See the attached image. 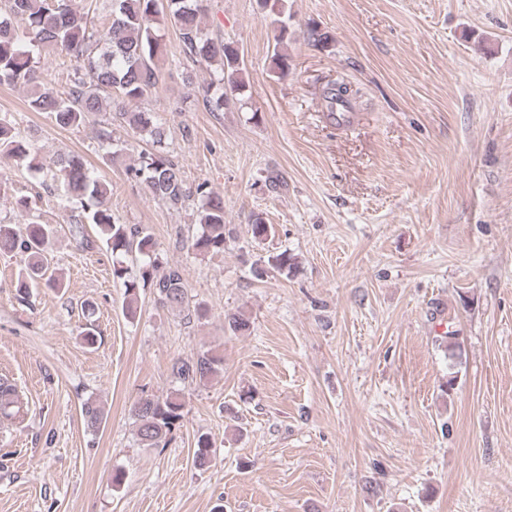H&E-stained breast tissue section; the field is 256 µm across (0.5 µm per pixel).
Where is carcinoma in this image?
Listing matches in <instances>:
<instances>
[{
    "label": "carcinoma",
    "instance_id": "1",
    "mask_svg": "<svg viewBox=\"0 0 512 512\" xmlns=\"http://www.w3.org/2000/svg\"><path fill=\"white\" fill-rule=\"evenodd\" d=\"M7 9L0 10V85L22 86L27 91L29 108L47 114L61 128H79L88 117L107 110L115 113L135 132L152 142V150L142 153L137 163L127 169L130 179L142 185L153 198L174 209H180L190 198L181 167L164 152L166 128L152 112L134 107L158 81L157 63L164 55L165 44L159 34L162 19L169 20L179 32L183 52L192 61L217 65V81L198 88L202 100L212 112H221L246 87L245 68L238 48L214 39L200 26L207 11V0H112L111 22L100 29L89 26L88 16L74 8V0H5ZM274 29L273 70L283 74L289 69L284 49L288 34L285 0H258ZM51 46L79 62L68 91L58 93L39 85L35 74L42 49ZM326 110L348 103V88H330L324 94ZM105 157L114 162L119 150L113 149L112 131L102 128L97 135ZM0 157L8 158L28 170L47 173L61 191L63 199L77 201L85 207L90 223L96 225L106 245L115 256L112 278L125 288V314L137 315L135 299L140 284L154 288L160 304L171 308H189L188 286L177 267L159 271L157 244L152 235L137 228L117 223L109 205L110 189L77 153L43 157L38 149L23 142L15 132L13 121L0 115ZM200 196L197 223L201 232L192 242L198 253L224 250L231 230L224 219V198L213 192L196 189ZM251 239L261 243L271 237L273 225L260 214L249 219ZM54 230L48 224H0V253L20 254L19 287L27 290L46 274L44 259L51 249ZM142 259L140 278L128 276L122 257L130 253ZM267 265L290 275L296 269L295 259L283 251L267 257ZM251 321L242 312L224 316V328L234 335L250 329ZM224 370V358L211 350L194 358L174 360L173 377L185 385L201 384ZM187 403L184 395L145 396L131 405L139 443L146 448H163L168 435L183 417ZM24 402L16 385L0 377V422L10 424L24 420ZM87 427L100 428L105 413L93 400L82 405ZM211 442L206 435L197 439L194 462L198 467L208 463Z\"/></svg>",
    "mask_w": 512,
    "mask_h": 512
}]
</instances>
